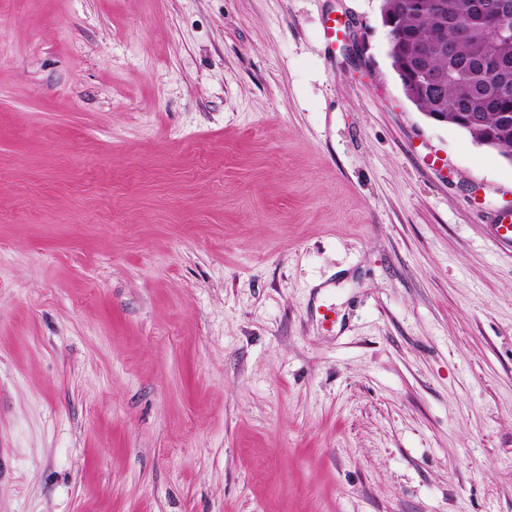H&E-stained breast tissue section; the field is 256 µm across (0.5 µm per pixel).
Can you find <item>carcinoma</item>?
Here are the masks:
<instances>
[{"label":"carcinoma","instance_id":"cac0c4a2","mask_svg":"<svg viewBox=\"0 0 512 512\" xmlns=\"http://www.w3.org/2000/svg\"><path fill=\"white\" fill-rule=\"evenodd\" d=\"M486 0H381V16H393L404 37L394 46L391 64L414 74L429 71L441 81L416 103L421 112H439L448 124L512 161V34L499 36L479 23ZM471 21L462 37L458 23ZM418 42L446 46L449 52L410 55Z\"/></svg>","mask_w":512,"mask_h":512}]
</instances>
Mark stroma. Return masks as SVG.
Listing matches in <instances>:
<instances>
[{"instance_id":"obj_1","label":"stroma","mask_w":512,"mask_h":512,"mask_svg":"<svg viewBox=\"0 0 512 512\" xmlns=\"http://www.w3.org/2000/svg\"><path fill=\"white\" fill-rule=\"evenodd\" d=\"M387 46L0 0V512H512V163Z\"/></svg>"}]
</instances>
